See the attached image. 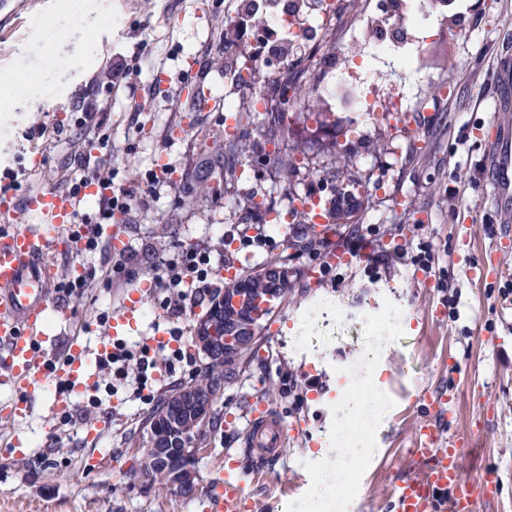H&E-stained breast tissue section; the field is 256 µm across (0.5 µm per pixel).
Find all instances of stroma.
<instances>
[{"instance_id":"stroma-1","label":"stroma","mask_w":512,"mask_h":512,"mask_svg":"<svg viewBox=\"0 0 512 512\" xmlns=\"http://www.w3.org/2000/svg\"><path fill=\"white\" fill-rule=\"evenodd\" d=\"M305 2L295 17L305 38L289 45L280 74L249 84L239 79L255 63L249 35L224 39L239 0H6L0 7V177L13 175L20 200L62 190L85 154L136 197L119 225L134 284L103 282L108 252L56 258L49 339L37 354L51 358L71 336L90 350L112 340L111 325L98 318L118 315L135 289L140 317L119 339L148 348L156 362L146 384L131 376L97 389L93 412L84 410L86 393H69L70 425L56 413L52 389L28 416L0 417V512H206L228 451L239 460L252 512H385L392 484L418 468L410 449L430 417L421 395L442 391L455 396L446 434L471 440L464 483L487 471L497 477L496 497H476L475 512H512V250L493 249L497 238L512 236V222L498 213L485 180L491 128L512 125L495 82L497 71L512 74V0H452L410 24L400 23L389 0H338L336 22L323 28L313 25L323 0ZM383 22L396 25L407 62L376 50L373 34ZM118 59L141 71L114 90ZM51 60L65 83L47 71ZM284 74L335 135L303 109L291 129L249 126L248 152L225 158V106L246 110L274 97ZM356 80L378 105L402 97L412 126L384 116L351 134L359 123ZM199 83L210 88V103L193 95ZM87 109L88 131L80 124ZM37 125L44 135L27 139ZM270 146L296 153L290 179L273 165L253 183L225 176ZM151 174L158 182L150 186ZM348 183L367 186L369 202L352 223L332 225L300 251L286 241L306 233L305 225L261 223L247 205L258 190L286 209L306 191ZM180 245L210 253L215 289L230 266L245 274L280 258L294 270L288 297L224 388L221 411L237 422L208 431L191 498L127 479L139 464L146 417L199 361L192 336L206 297L172 299L153 285L159 257ZM339 247L349 262L326 265ZM488 254L504 276L481 284L469 268ZM78 265L93 275V288L59 293L57 282L73 278ZM319 265L323 279L315 284L309 271ZM254 400L267 402L284 425H306L280 457L258 460L245 445ZM355 413L368 434L351 432ZM18 437L29 446L16 458Z\"/></svg>"}]
</instances>
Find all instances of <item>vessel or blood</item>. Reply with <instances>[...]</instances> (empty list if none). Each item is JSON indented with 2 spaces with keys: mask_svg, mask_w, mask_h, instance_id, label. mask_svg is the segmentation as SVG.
<instances>
[{
  "mask_svg": "<svg viewBox=\"0 0 512 512\" xmlns=\"http://www.w3.org/2000/svg\"><path fill=\"white\" fill-rule=\"evenodd\" d=\"M487 173L500 211H512V127H496L488 144ZM27 207L41 218L37 228L0 230V382L20 389L21 398L10 415H27L49 378L68 381L84 389L90 359L78 338H71L67 360L48 364L36 355L45 342L48 310L47 286L55 274L51 254H66L81 244L62 233L71 220L72 206L66 192L46 190L27 200ZM251 447L259 456L273 458L283 447L287 431L272 409L259 405L248 431ZM461 439L445 436L440 425L425 424L411 450L420 464L412 478L397 481L387 500V512H474V500L463 485ZM238 460L226 454L224 479L214 499L217 512H246L248 500L236 474Z\"/></svg>",
  "mask_w": 512,
  "mask_h": 512,
  "instance_id": "vessel-or-blood-1",
  "label": "vessel or blood"
}]
</instances>
